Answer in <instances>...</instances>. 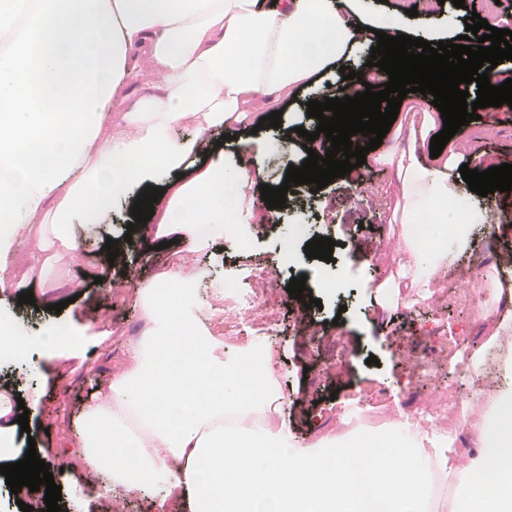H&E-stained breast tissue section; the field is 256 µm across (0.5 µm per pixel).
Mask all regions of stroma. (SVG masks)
<instances>
[{"label":"stroma","instance_id":"1","mask_svg":"<svg viewBox=\"0 0 512 512\" xmlns=\"http://www.w3.org/2000/svg\"><path fill=\"white\" fill-rule=\"evenodd\" d=\"M406 35L419 36L429 25L440 35L456 39L481 0H451L429 8L426 0H365L367 14L403 13ZM344 83L338 69L317 78L313 89L298 96L274 98L281 110V125L262 124L267 108L250 112L243 124L233 126L232 139L219 142L221 151L246 168L254 184L282 185L289 166H301L308 154L304 132L314 131L315 118L306 104L313 94L333 98ZM288 136L285 153L248 155L236 151L238 139L255 142ZM452 146L469 169L487 170L498 154L512 152V126L492 112L461 127ZM392 165L379 162L369 152L362 167L336 178L323 189L304 184L288 188L279 222L249 225V242L238 247L217 240L204 249L181 239L166 245L165 235L128 234L131 203L112 206L108 224H77L72 231L83 246L65 252L48 265L38 281L25 279L27 261L14 265L12 288L0 291V314L33 334L45 325L68 326L78 336L76 348L54 353H34L32 362L0 360V396H6L11 415L27 407L30 430L14 433L8 461L20 459L28 443H35L56 484L61 487L63 512H185L177 495L167 498L111 489L107 480L80 458L83 410L103 396L111 379L129 368L132 349L151 330V323L132 291L119 280L136 275L148 280L188 263L201 270L196 299L210 324L221 326L215 341L234 350L251 337H266L278 366L284 407L277 418L289 435L303 446L349 431L357 425L383 426L393 420L417 422L423 431L448 429L446 454L458 466L475 455L477 438L472 418L465 411L479 396L465 371L468 356L485 349L487 384L500 381L498 346L512 344V327L500 326L501 313L511 311L512 271L498 260L512 253V215L496 213L495 228L477 227L478 246L463 255L468 277H449L439 269L433 277L432 295L409 305L384 309L374 303L375 287L390 273L409 263L411 256L403 226L394 216L400 197ZM301 235H294V227ZM334 239L332 262L307 258L304 247L313 238ZM121 241L123 257L108 264L107 239ZM291 241L292 260L275 264L284 241ZM264 274V310L267 323L252 326L235 320L225 307L217 285L236 280L246 289L251 277ZM305 276V285L321 307L305 308L289 296L291 278ZM32 292L34 301L18 304L19 294ZM63 303L61 312L53 304Z\"/></svg>","mask_w":512,"mask_h":512}]
</instances>
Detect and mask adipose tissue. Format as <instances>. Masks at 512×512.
<instances>
[{"label":"adipose tissue","instance_id":"1","mask_svg":"<svg viewBox=\"0 0 512 512\" xmlns=\"http://www.w3.org/2000/svg\"><path fill=\"white\" fill-rule=\"evenodd\" d=\"M360 0H0V288L12 287L10 257L37 246L71 251L74 224L106 223L117 199L162 184L271 97L305 89L360 41ZM158 73L154 92L134 95ZM195 134L175 138L176 129ZM452 152L433 161L415 150L397 159L413 266L380 288L431 295L434 272L475 249L488 204L464 205ZM246 170L216 155L179 186L162 229L233 236L253 220ZM427 220L430 232L417 230ZM52 225L45 235L44 225ZM181 266L134 292L153 326L134 362L87 405L84 462L125 490L180 492L188 512H512V351L502 380L482 396L475 462L454 468L427 434L406 423L363 428L320 447L297 444L273 417L283 399L263 339L225 351L193 325ZM48 326L22 332L0 315V347L29 358L73 344ZM453 477L447 501L437 474Z\"/></svg>","mask_w":512,"mask_h":512}]
</instances>
